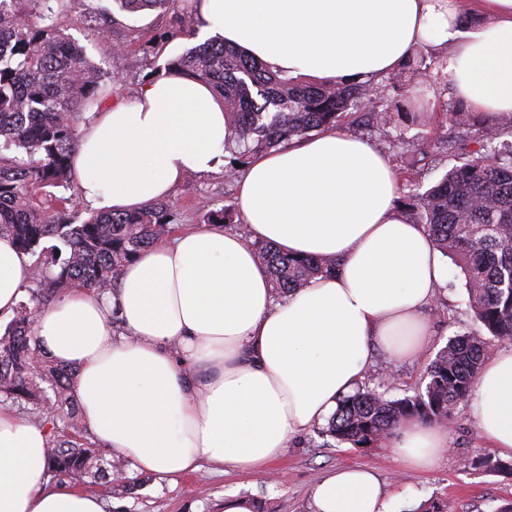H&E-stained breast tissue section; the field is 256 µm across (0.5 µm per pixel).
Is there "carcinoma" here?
<instances>
[{
    "mask_svg": "<svg viewBox=\"0 0 512 512\" xmlns=\"http://www.w3.org/2000/svg\"><path fill=\"white\" fill-rule=\"evenodd\" d=\"M83 0H0V236L11 237L35 258L37 287L20 303L0 334V398L24 399L48 428V470L58 481L76 484L93 473L114 479L127 461L77 441L82 422L73 393L76 369L41 351L32 332L34 317L69 288L101 294L112 290L126 263L156 239L173 232L169 203L156 201L124 214L97 213L77 222L66 209L49 213L40 194L64 187L71 176L79 126L85 110L100 104L107 73L62 21ZM138 13L173 0H116ZM416 49L388 79L396 95L415 104L409 115L371 82L313 84L270 71L242 50L211 39L174 57L168 71L208 84L224 100L235 128L231 171L254 153L302 139L344 123L368 122L388 137L397 121L433 119L439 114L464 130L477 131L479 150L463 159L424 192L403 196L409 215L426 225L434 241L465 279L469 304L481 331L448 342L431 362L425 388L389 399L384 384L365 382L339 400L318 435L353 448H374L406 418L446 423L475 387L488 346L512 341V125H487L461 101L435 109L424 88L448 85L442 69ZM205 224L243 221L229 207L201 208ZM57 239L67 257L45 255L42 243ZM273 288L287 294L310 278L336 273V261L289 256L270 244L260 247Z\"/></svg>",
    "mask_w": 512,
    "mask_h": 512,
    "instance_id": "carcinoma-1",
    "label": "carcinoma"
}]
</instances>
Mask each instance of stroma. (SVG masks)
Returning <instances> with one entry per match:
<instances>
[{
  "instance_id": "35a3bbf8",
  "label": "stroma",
  "mask_w": 512,
  "mask_h": 512,
  "mask_svg": "<svg viewBox=\"0 0 512 512\" xmlns=\"http://www.w3.org/2000/svg\"><path fill=\"white\" fill-rule=\"evenodd\" d=\"M180 12L176 0L169 10L137 14L120 11L114 0H84L81 8L73 10L71 34L86 42L90 59L111 75L104 86L103 102L134 100L149 77L163 73L168 60L202 43V20H195L190 31H176L174 19ZM103 23L109 26L107 37L94 38V27ZM350 131L389 155L402 184L410 181L428 188L463 158L460 149L447 145L456 135L449 123L412 125L387 139L370 126L354 125ZM426 137L437 141V148L425 150L422 140ZM204 200L219 207L235 206L236 185L223 168L187 176L177 186L169 199L177 215L175 227L201 226L198 206ZM441 300L445 314L433 326L434 336L424 358L393 363L378 357L372 375L377 380L390 376L389 397L401 398L424 387L430 360L448 340L478 330L456 267L448 269ZM447 427V451L431 469L405 479L398 476L399 463L391 449L328 444L310 431L293 440L271 474L265 476L234 471L223 474L205 465L193 473L168 477L130 467L126 470L129 492L114 493L111 484L97 477L87 478L80 489L101 497L105 512H224V501L232 496L250 499L259 512H315L312 485L336 467L358 464L375 471L394 512L433 498L448 500L452 512H499L512 503V471L483 467V460L496 459L497 454L483 443L469 403L457 407Z\"/></svg>"
}]
</instances>
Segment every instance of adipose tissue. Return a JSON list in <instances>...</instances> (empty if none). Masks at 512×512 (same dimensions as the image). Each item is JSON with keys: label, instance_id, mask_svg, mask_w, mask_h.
<instances>
[{"label": "adipose tissue", "instance_id": "ef3b65f1", "mask_svg": "<svg viewBox=\"0 0 512 512\" xmlns=\"http://www.w3.org/2000/svg\"><path fill=\"white\" fill-rule=\"evenodd\" d=\"M463 34L457 0H199L226 44L318 84L379 81L419 46L452 45L446 70L465 107L512 123V0H475ZM233 129L209 86L177 73L115 100L79 133L80 200L126 213L215 169ZM389 158L346 132L322 131L251 156L238 180L243 230L216 224L157 240L114 291L71 288L38 312L41 350L77 370L74 393L96 443L140 471L179 476L208 464L264 473L293 438L332 415L377 353L413 360L432 340L448 261L396 202ZM338 261L277 297L256 246ZM34 277L0 237V315ZM123 332L115 334L113 321ZM488 447L512 457V345L487 358L472 400ZM48 436L0 405V512H103L101 499L49 482ZM386 444L401 468L433 466L448 430L406 419ZM315 512H390L373 469L351 466L312 489Z\"/></svg>", "mask_w": 512, "mask_h": 512}]
</instances>
